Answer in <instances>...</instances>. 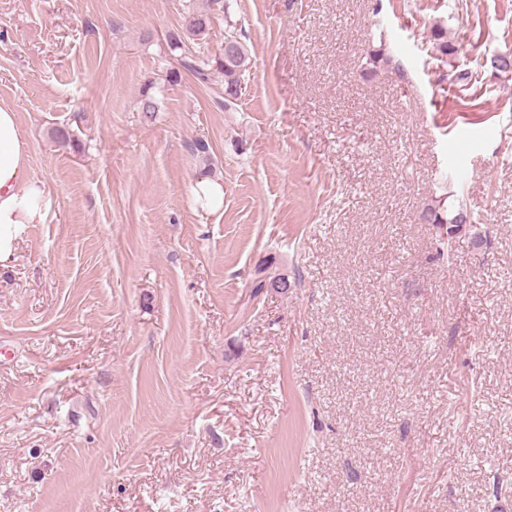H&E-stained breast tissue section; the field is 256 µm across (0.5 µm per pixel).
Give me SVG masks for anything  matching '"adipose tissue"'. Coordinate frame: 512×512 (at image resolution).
I'll use <instances>...</instances> for the list:
<instances>
[{
    "instance_id": "adipose-tissue-1",
    "label": "adipose tissue",
    "mask_w": 512,
    "mask_h": 512,
    "mask_svg": "<svg viewBox=\"0 0 512 512\" xmlns=\"http://www.w3.org/2000/svg\"><path fill=\"white\" fill-rule=\"evenodd\" d=\"M48 193L27 165L26 141L13 107L0 104V264L13 256L26 225L41 223Z\"/></svg>"
}]
</instances>
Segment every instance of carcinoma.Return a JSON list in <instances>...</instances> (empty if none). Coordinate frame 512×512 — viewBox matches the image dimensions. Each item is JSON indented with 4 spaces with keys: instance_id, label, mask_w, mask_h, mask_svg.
Masks as SVG:
<instances>
[{
    "instance_id": "carcinoma-1",
    "label": "carcinoma",
    "mask_w": 512,
    "mask_h": 512,
    "mask_svg": "<svg viewBox=\"0 0 512 512\" xmlns=\"http://www.w3.org/2000/svg\"><path fill=\"white\" fill-rule=\"evenodd\" d=\"M220 3L221 0H206L199 6L189 8L183 17L182 34H169L168 45L173 51H181L180 65L192 73L198 81L207 82L214 71L224 75V107L227 108L241 98L246 73L252 68V58L243 41L244 35L231 29L225 31L224 40L232 42L235 47L234 54L230 57L219 52L204 58L189 50L190 43L209 34L215 18L216 6ZM429 40L432 41L433 49L442 54H448V29L444 25H434L429 33ZM392 63L393 58L384 46L372 49L367 52L365 62L362 64L363 76L372 79ZM153 87L152 81L145 85L140 104V111L149 118L157 112L155 98L150 93ZM423 220L438 228L446 226V242L449 245L454 241L451 225L472 224V218L462 203L445 205L439 202L426 209Z\"/></svg>"
}]
</instances>
